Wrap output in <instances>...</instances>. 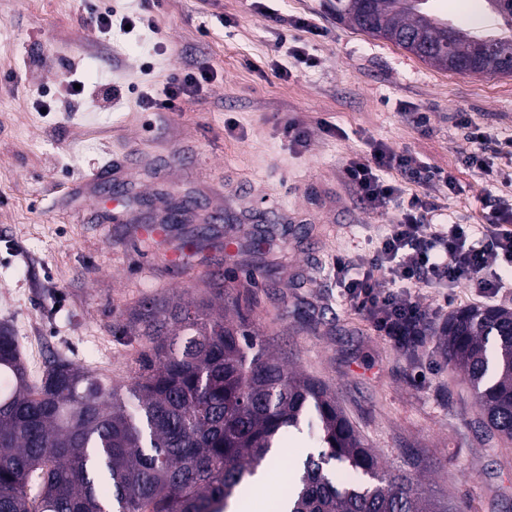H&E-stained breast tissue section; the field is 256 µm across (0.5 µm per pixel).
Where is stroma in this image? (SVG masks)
Wrapping results in <instances>:
<instances>
[{"label": "stroma", "mask_w": 512, "mask_h": 512, "mask_svg": "<svg viewBox=\"0 0 512 512\" xmlns=\"http://www.w3.org/2000/svg\"><path fill=\"white\" fill-rule=\"evenodd\" d=\"M108 3L114 21L151 19L143 41L98 37L86 0H0V323L38 349L40 368L63 358L125 386L147 346L125 333L133 313L223 285L265 347L331 389L384 468L456 512H512V442L479 425L437 336L450 312L479 304L469 281L418 290L424 340L408 351L342 301L335 266L340 252L369 261L399 215L395 203L368 210L344 183L349 158L374 142L454 177L433 192L448 221L488 223L484 195L512 194V182L468 166L476 146L455 115L512 137V74L436 69L337 22L329 0ZM188 63L214 72L206 92L143 111L140 94ZM71 79L85 85L82 104L60 94ZM104 83L123 90L107 111L90 97ZM291 120L306 144L284 136ZM109 163L110 183L83 184ZM98 193L125 196L126 212L96 208ZM185 198L225 204L227 218L169 225V245L198 248L173 267L134 230ZM311 450L302 434L284 444L261 512H275Z\"/></svg>", "instance_id": "obj_1"}]
</instances>
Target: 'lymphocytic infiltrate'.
<instances>
[{"label": "lymphocytic infiltrate", "mask_w": 512, "mask_h": 512, "mask_svg": "<svg viewBox=\"0 0 512 512\" xmlns=\"http://www.w3.org/2000/svg\"><path fill=\"white\" fill-rule=\"evenodd\" d=\"M214 75L207 69H188L172 77L161 92L142 96L143 110H171L178 99L203 93ZM413 171L424 182L452 187L448 175L415 166L413 159L389 146L374 144L369 158L350 159L344 179L360 202L370 210L383 211L401 201L400 216L382 237L367 265L352 258H336V273L341 295L350 305L372 321L377 331L399 346L420 343L426 311L411 294V286L431 284L449 288L468 278L479 297L493 299L512 290V278L503 268H512V197L488 198L494 220L472 229L467 224L429 223L437 206L429 198L405 195L401 184L389 179L390 171ZM500 269H492L491 261Z\"/></svg>", "instance_id": "obj_1"}]
</instances>
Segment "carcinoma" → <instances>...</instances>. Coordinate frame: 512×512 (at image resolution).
<instances>
[{
  "mask_svg": "<svg viewBox=\"0 0 512 512\" xmlns=\"http://www.w3.org/2000/svg\"><path fill=\"white\" fill-rule=\"evenodd\" d=\"M336 0V20L424 55L448 36L434 0ZM148 347L126 390L58 359L31 379L16 336L0 326V512H228L282 437L317 425L322 450L293 474L288 512H450L377 454L326 387L257 342L243 315L210 302L151 301L133 316ZM444 354L488 425L512 440V310L459 308ZM336 469L363 480L341 483Z\"/></svg>",
  "mask_w": 512,
  "mask_h": 512,
  "instance_id": "1",
  "label": "carcinoma"
}]
</instances>
